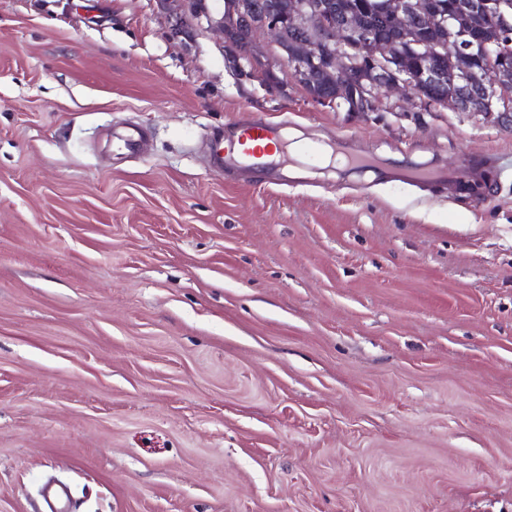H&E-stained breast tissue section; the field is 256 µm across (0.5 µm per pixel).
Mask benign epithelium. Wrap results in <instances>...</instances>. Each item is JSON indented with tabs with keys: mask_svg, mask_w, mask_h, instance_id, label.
<instances>
[{
	"mask_svg": "<svg viewBox=\"0 0 512 512\" xmlns=\"http://www.w3.org/2000/svg\"><path fill=\"white\" fill-rule=\"evenodd\" d=\"M159 2L176 18L174 34L186 36L189 20H205L223 39L228 68L266 88L293 82L312 102L343 112L415 116L448 108L512 126V45L491 24L505 16L500 0H453L446 10L430 0H382L383 32L367 9L338 0H288L261 12L256 0H224L218 14L201 0ZM250 13L257 19L241 47L231 34ZM323 85L336 93L319 95Z\"/></svg>",
	"mask_w": 512,
	"mask_h": 512,
	"instance_id": "7a95c632",
	"label": "benign epithelium"
}]
</instances>
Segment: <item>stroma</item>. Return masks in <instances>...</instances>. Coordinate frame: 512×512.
I'll return each mask as SVG.
<instances>
[{
    "instance_id": "35a3bbf8",
    "label": "stroma",
    "mask_w": 512,
    "mask_h": 512,
    "mask_svg": "<svg viewBox=\"0 0 512 512\" xmlns=\"http://www.w3.org/2000/svg\"><path fill=\"white\" fill-rule=\"evenodd\" d=\"M171 29L157 0H0V512L46 477L76 512H512V126L335 112ZM244 112L495 179L217 172Z\"/></svg>"
}]
</instances>
